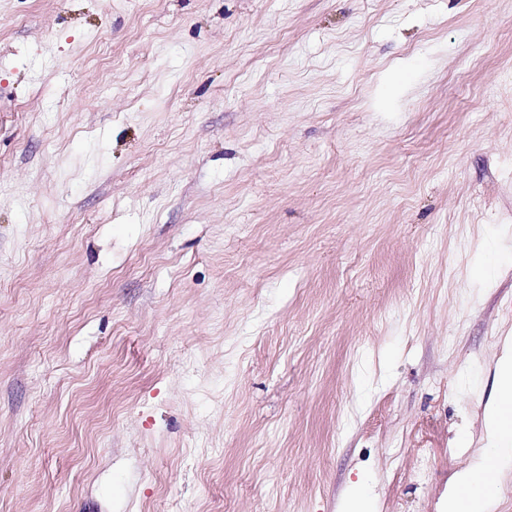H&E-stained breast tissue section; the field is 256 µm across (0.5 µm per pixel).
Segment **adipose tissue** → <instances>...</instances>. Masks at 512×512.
<instances>
[{
    "label": "adipose tissue",
    "instance_id": "1",
    "mask_svg": "<svg viewBox=\"0 0 512 512\" xmlns=\"http://www.w3.org/2000/svg\"><path fill=\"white\" fill-rule=\"evenodd\" d=\"M498 396L482 410L486 452L456 473L448 488L447 512H495L498 491L488 477L512 466V338L504 337L496 361Z\"/></svg>",
    "mask_w": 512,
    "mask_h": 512
}]
</instances>
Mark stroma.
Returning a JSON list of instances; mask_svg holds the SVG:
<instances>
[{"label": "stroma", "mask_w": 512, "mask_h": 512, "mask_svg": "<svg viewBox=\"0 0 512 512\" xmlns=\"http://www.w3.org/2000/svg\"><path fill=\"white\" fill-rule=\"evenodd\" d=\"M508 333L512 0H0V512H440ZM372 500L363 479L354 483L344 495L339 512H372Z\"/></svg>", "instance_id": "stroma-1"}]
</instances>
